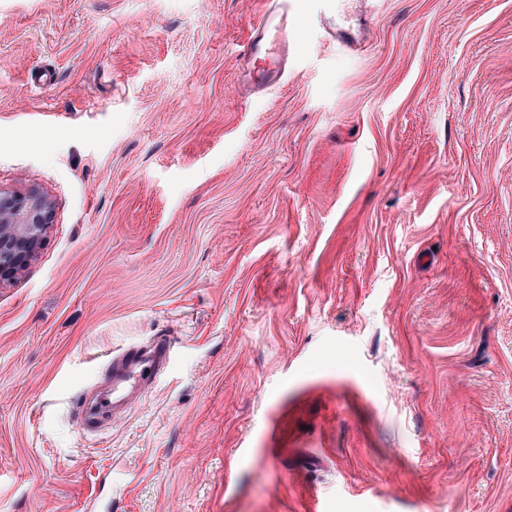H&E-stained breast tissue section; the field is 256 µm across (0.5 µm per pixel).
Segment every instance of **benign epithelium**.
Returning <instances> with one entry per match:
<instances>
[{"mask_svg": "<svg viewBox=\"0 0 512 512\" xmlns=\"http://www.w3.org/2000/svg\"><path fill=\"white\" fill-rule=\"evenodd\" d=\"M53 203L33 191L0 189V284L15 279L35 258L52 224Z\"/></svg>", "mask_w": 512, "mask_h": 512, "instance_id": "1", "label": "benign epithelium"}]
</instances>
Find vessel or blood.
Returning a JSON list of instances; mask_svg holds the SVG:
<instances>
[{"instance_id": "1", "label": "vessel or blood", "mask_w": 512, "mask_h": 512, "mask_svg": "<svg viewBox=\"0 0 512 512\" xmlns=\"http://www.w3.org/2000/svg\"><path fill=\"white\" fill-rule=\"evenodd\" d=\"M287 11L263 16L241 46L246 77L255 86L269 87L280 82V62L271 61L267 41L270 34L287 35ZM171 357L169 341L156 338L128 347L113 356L100 381L84 390L78 400L76 423L86 433L103 429L106 419L127 413L132 403L150 392L166 370Z\"/></svg>"}]
</instances>
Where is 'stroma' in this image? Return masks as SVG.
<instances>
[{
	"mask_svg": "<svg viewBox=\"0 0 512 512\" xmlns=\"http://www.w3.org/2000/svg\"><path fill=\"white\" fill-rule=\"evenodd\" d=\"M281 2L0 0V512H512V0H298L258 93ZM288 1L278 13L265 14L241 45V56L246 64L245 77L257 87H269L279 83L283 70L276 55V61L269 60L271 53L267 47L268 37L275 32L281 41L287 42ZM53 203L37 191L0 189V284L15 279L35 258L52 224ZM171 343L156 338L143 345L128 347L108 364L106 374L78 400L76 423L84 433H97L105 420L127 413L132 403L150 392L168 367Z\"/></svg>",
	"mask_w": 512,
	"mask_h": 512,
	"instance_id": "obj_1",
	"label": "stroma"
}]
</instances>
